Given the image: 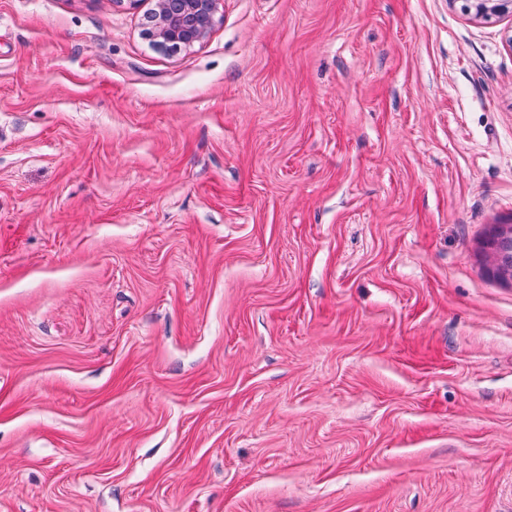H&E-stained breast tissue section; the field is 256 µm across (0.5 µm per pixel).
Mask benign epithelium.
Listing matches in <instances>:
<instances>
[{
	"instance_id": "7a95c632",
	"label": "benign epithelium",
	"mask_w": 512,
	"mask_h": 512,
	"mask_svg": "<svg viewBox=\"0 0 512 512\" xmlns=\"http://www.w3.org/2000/svg\"><path fill=\"white\" fill-rule=\"evenodd\" d=\"M221 0H153L146 13L144 35L168 53L203 41L215 23ZM465 8L480 16H512V0H465Z\"/></svg>"
}]
</instances>
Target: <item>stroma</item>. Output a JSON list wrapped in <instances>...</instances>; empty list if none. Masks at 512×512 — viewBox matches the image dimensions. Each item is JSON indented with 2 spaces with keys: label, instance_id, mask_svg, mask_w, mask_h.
<instances>
[{
  "label": "stroma",
  "instance_id": "35a3bbf8",
  "mask_svg": "<svg viewBox=\"0 0 512 512\" xmlns=\"http://www.w3.org/2000/svg\"><path fill=\"white\" fill-rule=\"evenodd\" d=\"M0 0V512H512V17ZM144 35L168 53L203 41L215 23L221 0H153Z\"/></svg>",
  "mask_w": 512,
  "mask_h": 512
}]
</instances>
